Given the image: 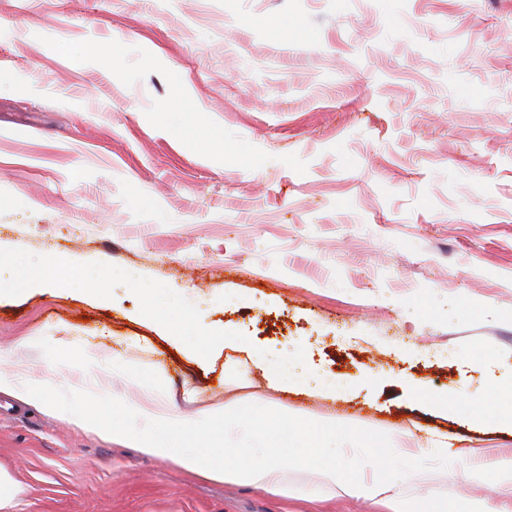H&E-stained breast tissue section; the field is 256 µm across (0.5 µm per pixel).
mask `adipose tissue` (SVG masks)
I'll return each instance as SVG.
<instances>
[{
  "instance_id": "1",
  "label": "adipose tissue",
  "mask_w": 512,
  "mask_h": 512,
  "mask_svg": "<svg viewBox=\"0 0 512 512\" xmlns=\"http://www.w3.org/2000/svg\"><path fill=\"white\" fill-rule=\"evenodd\" d=\"M276 415L272 407L248 412L227 405L187 416L162 405L161 395L156 392L147 403L137 406V424H113L112 433L136 444L143 453L169 459L187 471L250 486L284 499L297 497L298 486L303 483L311 498L363 497L381 503L388 512H421L427 503L425 494L407 495L401 482L393 479L353 480L351 474L358 462L356 456L346 451L336 461L315 467L301 479L297 476L300 462L289 461L284 450L276 445L252 449L249 459L244 461L235 459L229 449L220 456L201 449L203 440L213 430L233 424L245 435ZM469 477L491 483L496 492L494 498L479 504V512H512L511 458H500L492 472L477 470L470 472Z\"/></svg>"
}]
</instances>
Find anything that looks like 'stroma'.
Masks as SVG:
<instances>
[{"instance_id":"obj_1","label":"stroma","mask_w":512,"mask_h":512,"mask_svg":"<svg viewBox=\"0 0 512 512\" xmlns=\"http://www.w3.org/2000/svg\"><path fill=\"white\" fill-rule=\"evenodd\" d=\"M45 260L111 283L0 294V372L41 395L0 391V512H386L113 438L156 389L298 414L258 434L293 458L336 460L335 422L470 512L467 471L512 455V0H0V280ZM398 422L455 476L388 448Z\"/></svg>"}]
</instances>
